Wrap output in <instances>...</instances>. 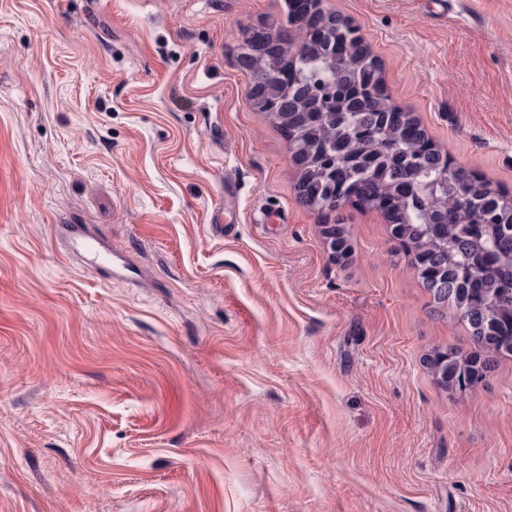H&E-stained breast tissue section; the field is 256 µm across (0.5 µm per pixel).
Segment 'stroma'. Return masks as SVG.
I'll list each match as a JSON object with an SVG mask.
<instances>
[{"label":"stroma","mask_w":512,"mask_h":512,"mask_svg":"<svg viewBox=\"0 0 512 512\" xmlns=\"http://www.w3.org/2000/svg\"><path fill=\"white\" fill-rule=\"evenodd\" d=\"M395 104L512 189V0H322ZM286 0H0V512H512V356L380 212L338 259L236 64ZM224 212V233L211 227ZM84 226L116 266L70 249Z\"/></svg>","instance_id":"stroma-1"}]
</instances>
